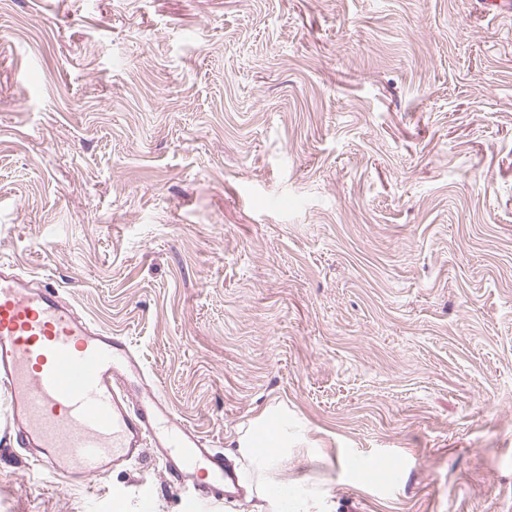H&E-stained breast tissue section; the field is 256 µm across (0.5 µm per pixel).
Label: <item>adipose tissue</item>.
Masks as SVG:
<instances>
[{
  "instance_id": "obj_1",
  "label": "adipose tissue",
  "mask_w": 512,
  "mask_h": 512,
  "mask_svg": "<svg viewBox=\"0 0 512 512\" xmlns=\"http://www.w3.org/2000/svg\"><path fill=\"white\" fill-rule=\"evenodd\" d=\"M238 446L250 466L264 512H288L292 506L300 512H328L325 501L299 488L288 489L284 484L282 475L288 466V435L283 429L272 432L270 445L263 453H255L246 436L239 438Z\"/></svg>"
}]
</instances>
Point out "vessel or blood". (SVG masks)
Returning <instances> with one entry per match:
<instances>
[{"mask_svg":"<svg viewBox=\"0 0 512 512\" xmlns=\"http://www.w3.org/2000/svg\"><path fill=\"white\" fill-rule=\"evenodd\" d=\"M148 368L123 336L94 326L64 302L57 287L0 264V392L8 424L39 468L103 477L153 450L173 487L208 468L231 496L240 488L224 455L198 430L174 419L159 392L137 396Z\"/></svg>","mask_w":512,"mask_h":512,"instance_id":"b4317fda","label":"vessel or blood"}]
</instances>
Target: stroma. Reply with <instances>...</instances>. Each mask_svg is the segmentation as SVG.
I'll return each mask as SVG.
<instances>
[{
    "label": "stroma",
    "instance_id": "obj_1",
    "mask_svg": "<svg viewBox=\"0 0 512 512\" xmlns=\"http://www.w3.org/2000/svg\"><path fill=\"white\" fill-rule=\"evenodd\" d=\"M227 463L334 512H512V19L478 0H0V260ZM0 512H184L146 453ZM382 458L387 482L352 469ZM265 444V431H256L252 446H256L255 450L260 451ZM238 446L250 466L258 490L257 496L263 501L258 505V512H288V508H299L304 512L329 511L325 501H320L299 488L292 489V495L288 500V485L284 484L281 478L288 467V435L283 426H278L272 431L270 445L262 454L253 451L248 434L239 438Z\"/></svg>",
    "mask_w": 512,
    "mask_h": 512
}]
</instances>
